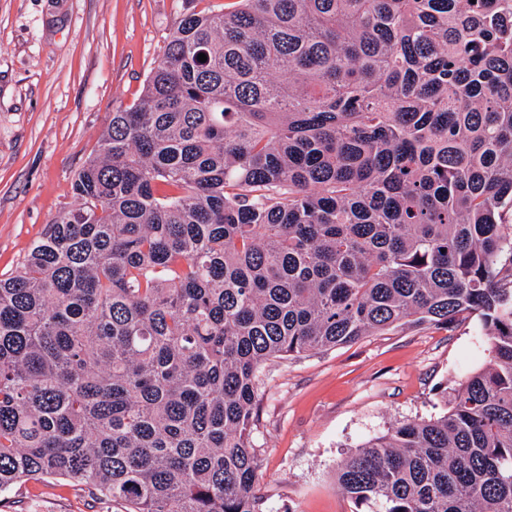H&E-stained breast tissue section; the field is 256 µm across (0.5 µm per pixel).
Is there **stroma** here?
Here are the masks:
<instances>
[{"label": "stroma", "instance_id": "1", "mask_svg": "<svg viewBox=\"0 0 512 512\" xmlns=\"http://www.w3.org/2000/svg\"><path fill=\"white\" fill-rule=\"evenodd\" d=\"M225 0H0V275L13 272L96 153L109 112L132 105L184 12ZM477 317L402 325L259 373V512H355L336 466L397 423L444 413L483 366ZM0 512H127L62 479L0 496Z\"/></svg>", "mask_w": 512, "mask_h": 512}]
</instances>
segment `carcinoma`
Returning a JSON list of instances; mask_svg holds the SVG:
<instances>
[{
    "label": "carcinoma",
    "mask_w": 512,
    "mask_h": 512,
    "mask_svg": "<svg viewBox=\"0 0 512 512\" xmlns=\"http://www.w3.org/2000/svg\"><path fill=\"white\" fill-rule=\"evenodd\" d=\"M71 191L0 277V494L257 512L266 363L467 313L487 362L336 482L512 512V0L190 10Z\"/></svg>",
    "instance_id": "obj_1"
}]
</instances>
